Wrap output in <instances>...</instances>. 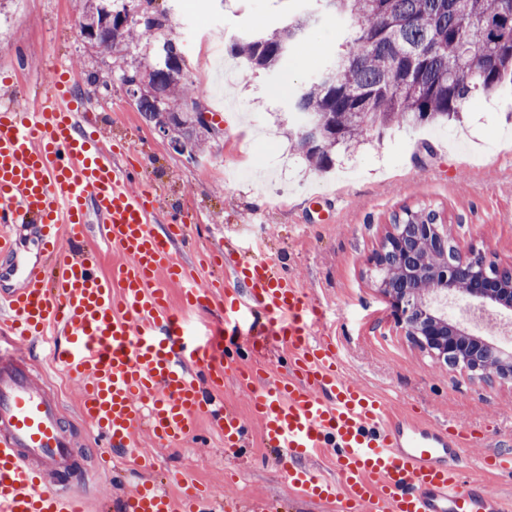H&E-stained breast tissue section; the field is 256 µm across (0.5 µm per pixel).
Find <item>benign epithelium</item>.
Masks as SVG:
<instances>
[{
  "mask_svg": "<svg viewBox=\"0 0 512 512\" xmlns=\"http://www.w3.org/2000/svg\"><path fill=\"white\" fill-rule=\"evenodd\" d=\"M199 126L208 135L215 128L200 101L189 102ZM155 130L177 152L185 153L189 145L182 138L175 117L160 111L154 120ZM369 264L380 273L378 288L388 299L391 316L421 348L439 359L471 371L490 373L503 382H512V354L505 353L467 333L448 321L447 316L427 311L431 306L415 291L421 277L433 283L436 294L458 295L467 303L484 310H512V266L496 269L489 275L492 263L480 253L456 252L448 261V236L442 224H397L387 232L383 245L369 258ZM467 272V287H457L459 271Z\"/></svg>",
  "mask_w": 512,
  "mask_h": 512,
  "instance_id": "7a95c632",
  "label": "benign epithelium"
}]
</instances>
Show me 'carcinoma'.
Listing matches in <instances>:
<instances>
[{
    "label": "carcinoma",
    "instance_id": "obj_1",
    "mask_svg": "<svg viewBox=\"0 0 512 512\" xmlns=\"http://www.w3.org/2000/svg\"><path fill=\"white\" fill-rule=\"evenodd\" d=\"M332 13L357 21L345 49L293 100L302 121L288 129V140L303 160L320 171L335 165L336 153L355 148L368 131L390 125L413 127L459 117L473 98L493 96L512 87V0H336ZM123 16L97 4L91 23L105 48L152 37V25H129L117 34L102 17ZM316 23L302 13L284 27L241 38L229 52L253 69L271 70L303 43ZM163 62L151 82L161 97L144 96L138 111L154 122L158 109H180L196 91L180 81L181 57L163 46ZM319 127L322 146L307 149L301 127Z\"/></svg>",
    "mask_w": 512,
    "mask_h": 512
}]
</instances>
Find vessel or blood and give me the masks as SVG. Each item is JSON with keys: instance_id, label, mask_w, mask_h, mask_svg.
<instances>
[{"instance_id": "1", "label": "vessel or blood", "mask_w": 512, "mask_h": 512, "mask_svg": "<svg viewBox=\"0 0 512 512\" xmlns=\"http://www.w3.org/2000/svg\"><path fill=\"white\" fill-rule=\"evenodd\" d=\"M88 123L65 71H50L35 101L0 96V334L57 338L54 361L81 387L79 413L96 428L99 458L129 451L142 430L158 446L190 439L202 416L215 421L231 456L254 420L291 488L340 502L342 512H512L511 499L464 476L481 436L445 421L392 419L387 401L344 377L335 340L318 328L317 305L275 262L240 259L229 269L233 287L198 286L171 259L172 245L186 239L185 218L155 233L152 190ZM25 224L38 227L52 278L23 258L16 230ZM94 229L126 257L107 276L86 246ZM162 274L184 284V308L223 304L225 335L245 337L255 366L223 364L209 342L182 348ZM257 311L265 324L244 327ZM277 347L292 355L284 378L260 367ZM200 367L212 389L230 377L248 390V415L206 402ZM328 448L333 479L308 465ZM479 462L512 473L511 451ZM77 465L60 402L46 396L21 353L0 349V512H86L82 493L45 482ZM211 502V491L177 499L146 480L120 512H205Z\"/></svg>"}]
</instances>
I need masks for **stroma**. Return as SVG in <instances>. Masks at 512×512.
<instances>
[{"label":"stroma","mask_w":512,"mask_h":512,"mask_svg":"<svg viewBox=\"0 0 512 512\" xmlns=\"http://www.w3.org/2000/svg\"><path fill=\"white\" fill-rule=\"evenodd\" d=\"M112 7L133 21L150 10L165 25L151 42L111 53L80 34L86 0H0V77H8V92L40 94L47 68L66 65L73 93L88 98L113 139L127 143L144 183L160 188L161 210L188 213L193 246L176 247L173 255L192 266L199 284L213 275L209 255L262 243L263 257L278 260L320 306L347 377L387 398L392 414L416 406L424 418L477 428L487 450L512 441V384L470 376L416 346L392 321L367 263L394 217L418 207L437 214L460 252L512 263V147L504 145L512 140L506 119L512 94L471 102L459 124L370 132L358 149L337 155L331 172L315 171L286 138L290 101L311 79V62L332 58L355 26L352 19L319 13L305 50L280 69H240L224 87L227 109L204 98L217 134L204 152L188 157L172 151L138 111L122 73L155 65L169 42L182 58L183 80L197 87L204 52L174 0H112ZM316 7L315 0H197L199 13L221 17L212 39L225 49ZM25 350L34 373L60 399L74 453L84 462L68 476L48 474L47 485L83 491L88 512H114L143 473L128 461L122 472L99 477L93 432L76 415L79 384L54 364L49 343L37 339ZM199 428L202 439L172 447L139 438L157 458L156 479L172 495L180 493L173 476L186 474L220 499L262 496L275 512H332L293 491L258 424H251L234 469L224 463L216 428L207 420Z\"/></svg>","instance_id":"stroma-1"}]
</instances>
